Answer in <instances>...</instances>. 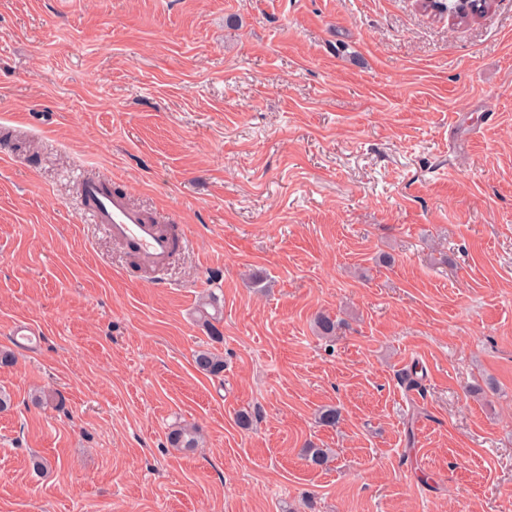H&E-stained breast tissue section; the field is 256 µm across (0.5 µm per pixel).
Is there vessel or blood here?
Instances as JSON below:
<instances>
[{"mask_svg": "<svg viewBox=\"0 0 512 512\" xmlns=\"http://www.w3.org/2000/svg\"><path fill=\"white\" fill-rule=\"evenodd\" d=\"M80 194L89 203L93 223L105 236L132 247L148 267L160 269L171 263L175 255L172 234L113 192L110 178L83 180Z\"/></svg>", "mask_w": 512, "mask_h": 512, "instance_id": "b4317fda", "label": "vessel or blood"}]
</instances>
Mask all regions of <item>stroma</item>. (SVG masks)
I'll return each mask as SVG.
<instances>
[{
    "mask_svg": "<svg viewBox=\"0 0 512 512\" xmlns=\"http://www.w3.org/2000/svg\"><path fill=\"white\" fill-rule=\"evenodd\" d=\"M0 349V512H512V0H0ZM111 182L105 177L80 183L81 196L91 204L87 207L92 222L113 241L132 247L146 266L161 269L170 264L175 255L172 234L113 192ZM194 365L200 373L218 377L224 372V356L215 347L200 348L194 353ZM200 440V430L196 425L192 424L175 429L169 436V441L173 448H181L186 451L198 448Z\"/></svg>",
    "mask_w": 512,
    "mask_h": 512,
    "instance_id": "1",
    "label": "stroma"
}]
</instances>
